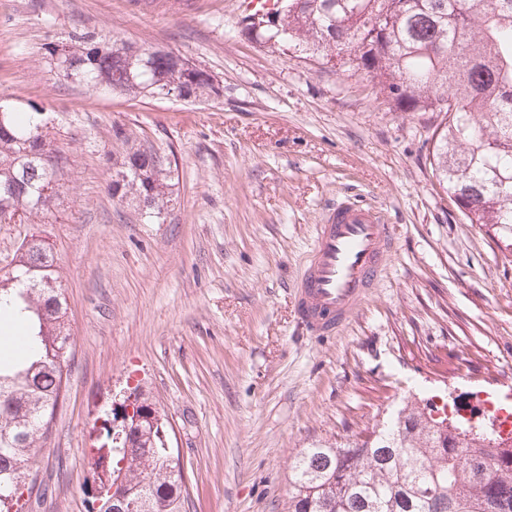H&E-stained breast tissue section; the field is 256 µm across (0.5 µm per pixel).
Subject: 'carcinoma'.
<instances>
[{"mask_svg":"<svg viewBox=\"0 0 512 512\" xmlns=\"http://www.w3.org/2000/svg\"><path fill=\"white\" fill-rule=\"evenodd\" d=\"M279 30L245 29L271 46L336 67L327 42L346 37L342 65L365 71L377 95L403 112H442L433 171L469 224L512 240V0H283ZM66 81L132 96L173 93L208 101L223 88L205 69L161 49L117 45L75 32L49 46ZM36 106L0 119V224L45 216L63 187L67 157ZM171 160L149 141L131 146L112 196L148 210L167 202ZM49 244L31 237L0 275V321L28 320L21 347H0V512H22L15 485L35 487L39 459L67 374V300ZM131 447L114 443L109 420L93 448L108 466L97 484L122 476L137 512H188L182 467L159 437V409L139 391ZM288 512H512V447H490L409 404L359 447L302 448L291 467Z\"/></svg>","mask_w":512,"mask_h":512,"instance_id":"obj_1","label":"carcinoma"}]
</instances>
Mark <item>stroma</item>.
Here are the masks:
<instances>
[{
	"label": "stroma",
	"instance_id": "35a3bbf8",
	"mask_svg": "<svg viewBox=\"0 0 512 512\" xmlns=\"http://www.w3.org/2000/svg\"><path fill=\"white\" fill-rule=\"evenodd\" d=\"M171 50L223 89L200 103L68 83L46 48L74 31ZM0 97L50 119L67 155L47 222L0 224V271L50 243L72 327L68 380L24 512H87L93 423L133 387L170 422L189 512H287L300 449L352 446L391 412L512 400V249L466 223L430 165L434 112L364 72L244 31L237 0H0ZM173 153L160 214L112 196L114 128ZM396 225L383 279L338 334L297 327L292 282L326 205Z\"/></svg>",
	"mask_w": 512,
	"mask_h": 512
}]
</instances>
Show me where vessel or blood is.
<instances>
[{"mask_svg": "<svg viewBox=\"0 0 512 512\" xmlns=\"http://www.w3.org/2000/svg\"><path fill=\"white\" fill-rule=\"evenodd\" d=\"M396 240L394 227L373 207L350 197L327 207L294 285L295 312L309 334L330 336L345 326L377 287Z\"/></svg>", "mask_w": 512, "mask_h": 512, "instance_id": "obj_1", "label": "vessel or blood"}]
</instances>
